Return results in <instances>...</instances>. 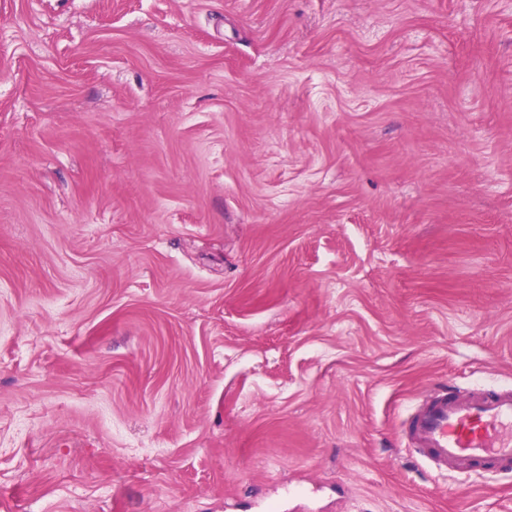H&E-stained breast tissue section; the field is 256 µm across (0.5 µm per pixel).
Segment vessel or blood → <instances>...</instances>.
<instances>
[{
    "instance_id": "b4317fda",
    "label": "vessel or blood",
    "mask_w": 512,
    "mask_h": 512,
    "mask_svg": "<svg viewBox=\"0 0 512 512\" xmlns=\"http://www.w3.org/2000/svg\"><path fill=\"white\" fill-rule=\"evenodd\" d=\"M438 471L496 470L512 464V388L454 395L426 394L402 436Z\"/></svg>"
}]
</instances>
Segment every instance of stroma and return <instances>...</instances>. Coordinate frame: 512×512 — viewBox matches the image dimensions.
<instances>
[{"label":"stroma","mask_w":512,"mask_h":512,"mask_svg":"<svg viewBox=\"0 0 512 512\" xmlns=\"http://www.w3.org/2000/svg\"><path fill=\"white\" fill-rule=\"evenodd\" d=\"M507 385L512 0H0V512H512ZM405 447L417 448L438 472L499 470L512 463V388L454 395L426 393L408 416Z\"/></svg>","instance_id":"obj_1"}]
</instances>
